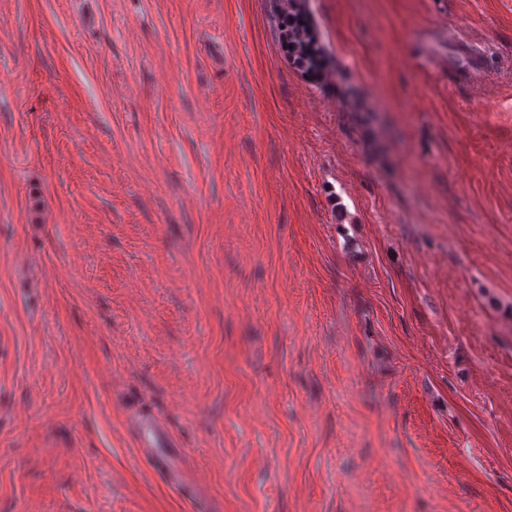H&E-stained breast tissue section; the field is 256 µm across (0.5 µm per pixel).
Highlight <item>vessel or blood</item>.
Listing matches in <instances>:
<instances>
[{"mask_svg":"<svg viewBox=\"0 0 512 512\" xmlns=\"http://www.w3.org/2000/svg\"><path fill=\"white\" fill-rule=\"evenodd\" d=\"M128 423L153 469L183 496H197V487L180 463L179 443L166 426L152 414L138 410L130 411Z\"/></svg>","mask_w":512,"mask_h":512,"instance_id":"1","label":"vessel or blood"}]
</instances>
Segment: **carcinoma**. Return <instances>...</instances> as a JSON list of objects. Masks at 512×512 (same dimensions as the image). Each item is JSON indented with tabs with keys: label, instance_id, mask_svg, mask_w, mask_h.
<instances>
[{
	"label": "carcinoma",
	"instance_id": "obj_1",
	"mask_svg": "<svg viewBox=\"0 0 512 512\" xmlns=\"http://www.w3.org/2000/svg\"><path fill=\"white\" fill-rule=\"evenodd\" d=\"M271 13L288 61L313 78L328 73L330 61L317 28L310 21L306 0H272Z\"/></svg>",
	"mask_w": 512,
	"mask_h": 512
}]
</instances>
